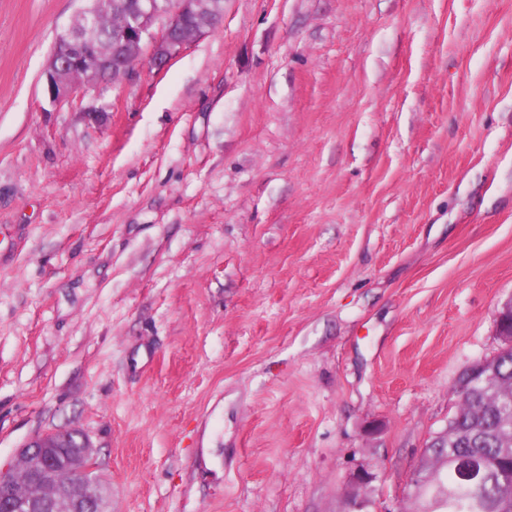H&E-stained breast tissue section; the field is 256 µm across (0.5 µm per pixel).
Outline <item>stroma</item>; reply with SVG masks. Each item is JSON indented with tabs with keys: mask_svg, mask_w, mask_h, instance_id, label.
Returning a JSON list of instances; mask_svg holds the SVG:
<instances>
[{
	"mask_svg": "<svg viewBox=\"0 0 512 512\" xmlns=\"http://www.w3.org/2000/svg\"><path fill=\"white\" fill-rule=\"evenodd\" d=\"M82 8L0 0V465L78 429L107 512H415L505 345L512 0H224L53 103Z\"/></svg>",
	"mask_w": 512,
	"mask_h": 512,
	"instance_id": "stroma-1",
	"label": "stroma"
}]
</instances>
